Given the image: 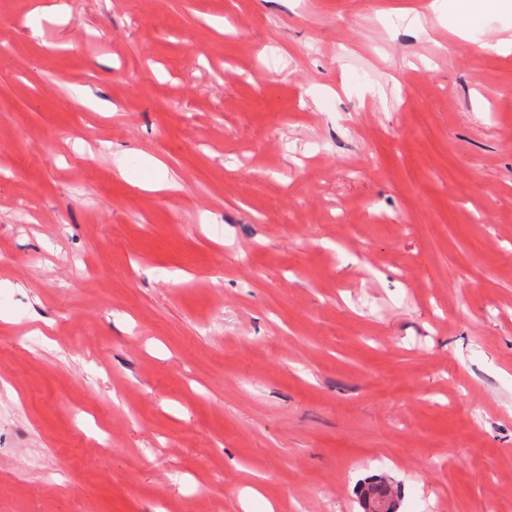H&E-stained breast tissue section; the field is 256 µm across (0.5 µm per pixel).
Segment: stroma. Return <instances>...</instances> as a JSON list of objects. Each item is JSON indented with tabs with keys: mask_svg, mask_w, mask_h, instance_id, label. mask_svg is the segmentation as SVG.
<instances>
[{
	"mask_svg": "<svg viewBox=\"0 0 512 512\" xmlns=\"http://www.w3.org/2000/svg\"><path fill=\"white\" fill-rule=\"evenodd\" d=\"M428 2L0 0V512H512V54Z\"/></svg>",
	"mask_w": 512,
	"mask_h": 512,
	"instance_id": "35a3bbf8",
	"label": "stroma"
}]
</instances>
